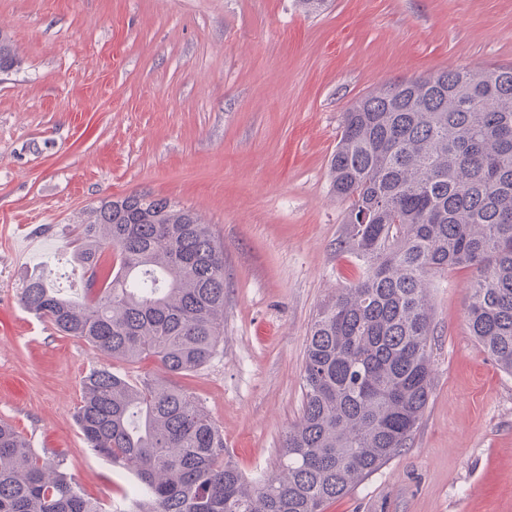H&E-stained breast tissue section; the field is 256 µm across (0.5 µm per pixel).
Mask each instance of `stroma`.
Here are the masks:
<instances>
[{"mask_svg": "<svg viewBox=\"0 0 512 512\" xmlns=\"http://www.w3.org/2000/svg\"><path fill=\"white\" fill-rule=\"evenodd\" d=\"M0 421L119 505L132 475L75 421L103 358L29 313L34 275L81 293L78 224L106 197L190 207L224 246V335L175 377L245 476L275 471L303 404L309 327L361 275L336 242L344 112L382 84L512 64V0H0ZM472 275L431 279L432 393L408 448L327 512H512V375L471 337Z\"/></svg>", "mask_w": 512, "mask_h": 512, "instance_id": "obj_1", "label": "stroma"}]
</instances>
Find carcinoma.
<instances>
[{"label": "carcinoma", "instance_id": "obj_1", "mask_svg": "<svg viewBox=\"0 0 512 512\" xmlns=\"http://www.w3.org/2000/svg\"><path fill=\"white\" fill-rule=\"evenodd\" d=\"M19 63L0 34V70ZM348 203L338 250L363 276L319 310L307 337L304 404L276 474L253 485L190 391L137 383L103 363L74 416L88 447L135 479L123 512H324L406 447L431 391L429 280H474L470 335L512 375V65L462 67L381 86L344 113L330 161ZM115 252L117 265L101 256ZM74 259L92 280L72 299L33 277L20 302L106 359L153 357L188 375L224 325V246L167 198L103 199L80 224ZM0 512H105L63 460L0 421Z\"/></svg>", "mask_w": 512, "mask_h": 512}]
</instances>
